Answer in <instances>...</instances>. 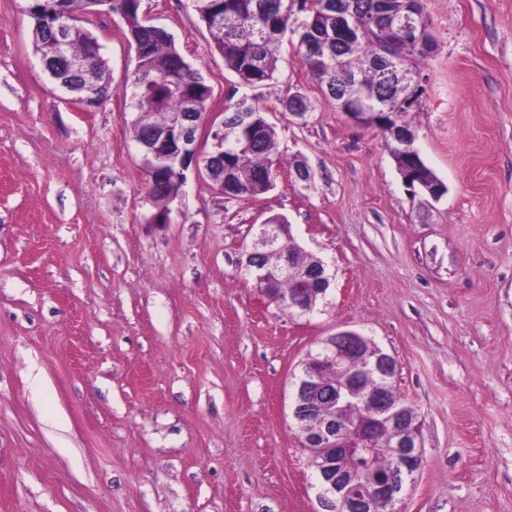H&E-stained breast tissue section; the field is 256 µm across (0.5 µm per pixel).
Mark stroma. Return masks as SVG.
<instances>
[{"mask_svg": "<svg viewBox=\"0 0 512 512\" xmlns=\"http://www.w3.org/2000/svg\"><path fill=\"white\" fill-rule=\"evenodd\" d=\"M26 5L0 0V512H323L290 383L344 330L394 357L418 414L402 512H512V0H423L435 49L406 119L447 187L437 202L407 191L384 132L339 112L295 48L249 89L190 0H142L212 111L256 98L281 157L254 198L188 174L166 224L148 220L121 93L123 21L87 25L114 89L89 107L44 71ZM295 95L305 120L282 106ZM274 215L336 276L312 315L244 271Z\"/></svg>", "mask_w": 512, "mask_h": 512, "instance_id": "35a3bbf8", "label": "stroma"}]
</instances>
